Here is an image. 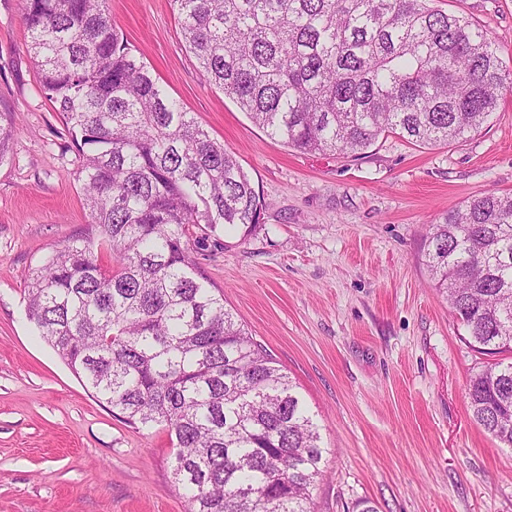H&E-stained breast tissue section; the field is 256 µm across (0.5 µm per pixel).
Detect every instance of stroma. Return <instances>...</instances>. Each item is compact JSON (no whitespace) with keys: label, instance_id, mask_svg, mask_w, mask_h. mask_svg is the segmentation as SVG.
Masks as SVG:
<instances>
[{"label":"stroma","instance_id":"obj_1","mask_svg":"<svg viewBox=\"0 0 512 512\" xmlns=\"http://www.w3.org/2000/svg\"><path fill=\"white\" fill-rule=\"evenodd\" d=\"M496 38L512 69V0H435ZM154 78L234 153L263 199L249 236L197 256L224 306L296 386L327 452L313 512H512V448L468 404L495 363L424 265L428 225L512 192V93L462 142L379 137L361 158L270 139L203 76L173 0H109ZM21 0H0V512H188L161 428H134L87 390L25 314L32 268L89 222L63 120L41 90Z\"/></svg>","mask_w":512,"mask_h":512}]
</instances>
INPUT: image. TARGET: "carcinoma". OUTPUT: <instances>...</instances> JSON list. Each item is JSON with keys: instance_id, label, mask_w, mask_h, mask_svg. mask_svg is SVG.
I'll use <instances>...</instances> for the list:
<instances>
[{"instance_id": "cac0c4a2", "label": "carcinoma", "mask_w": 512, "mask_h": 512, "mask_svg": "<svg viewBox=\"0 0 512 512\" xmlns=\"http://www.w3.org/2000/svg\"><path fill=\"white\" fill-rule=\"evenodd\" d=\"M174 2L204 76L299 151L359 157L386 133L463 140L512 92L491 34L431 0ZM22 20L90 216L32 270L27 319L127 424L167 431L189 512H312L317 424L195 257L221 229L255 230L259 192L132 53L108 0H22ZM425 265L468 343L512 353V192L430 225ZM468 399L512 448V361L474 375Z\"/></svg>"}]
</instances>
